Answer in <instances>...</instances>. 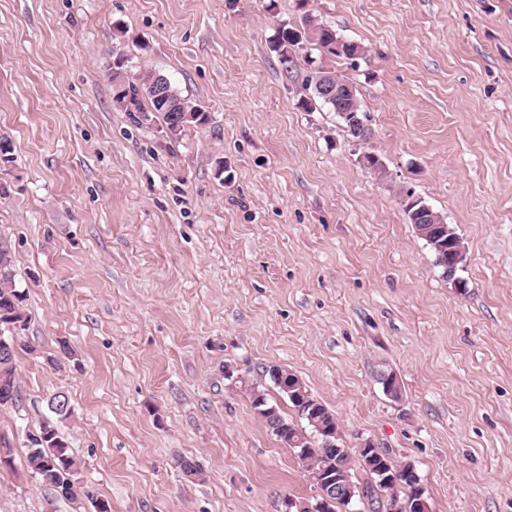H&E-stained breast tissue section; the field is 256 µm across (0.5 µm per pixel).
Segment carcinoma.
Masks as SVG:
<instances>
[{"mask_svg": "<svg viewBox=\"0 0 512 512\" xmlns=\"http://www.w3.org/2000/svg\"><path fill=\"white\" fill-rule=\"evenodd\" d=\"M314 26L319 38L312 41L307 38L305 25ZM340 36L334 29L318 22L311 16L306 15L299 24L284 22L280 24L271 40V47L280 59L284 68H289L292 59L289 55L298 50L305 49L309 45L315 46L321 52L344 59H350L357 54L365 52V48L360 44L346 40L341 46H336ZM124 57L115 58L112 61V94L113 97L124 101L127 106L124 111L130 112L132 120L136 124H141L137 118V113L147 114L149 122H158L167 125L170 122V112L165 104L156 101L149 93L148 86L152 77L157 75L155 71H149L136 80H127L124 77L126 66L123 64ZM318 76L330 77L343 83L349 82V79L339 75L336 71L317 66L308 71L303 83L307 96L301 98L300 106L306 110L310 109L312 102L316 101L329 108V110L338 113L343 112H362L363 106L359 92H354L352 100L345 107L336 105L334 101H327L318 96L314 91V79ZM166 89L170 95L171 101L178 107L188 112H198L201 117L192 122L195 127L203 126L208 122V115L201 113V109L191 105V103L182 97L180 93L172 86L171 82H166ZM459 238L454 227L446 225V228H435L431 231V239L426 241V245L432 250L436 266L442 270L445 278L448 274V252L438 248L440 244H447L448 239ZM27 292L17 288L14 273V261L10 242L0 236V327H11L15 330H22L26 326L27 315L25 301ZM7 354L0 356V405L13 404L20 398V385L17 376L16 355L17 350L25 349L29 352L34 351V347L22 341L20 336H6ZM298 387L294 389V395L288 398L291 407L297 413L299 419L304 425L299 426L288 421L282 414H277L275 419H268L265 424L268 429H273L280 425L288 427L287 433L277 434V438L284 444H289L292 437L304 440L307 445L308 454L302 458L306 467L312 464L331 465L334 475L340 479L344 488L353 490L352 498L364 496L370 502L369 512H376V504L380 503V493H386L389 500H394V496L387 492V488L379 484V477L371 474L374 485L364 490L354 481V472L360 467V458L349 451L333 452L331 448L323 447L321 435L315 429L311 420H316L321 425L328 428H335L337 419L326 406L315 399L308 392L304 384L299 382L296 375H291ZM238 386L245 388L250 395L251 408L253 410L267 409L273 407L270 403L268 394L250 386L246 377L238 379ZM48 410L50 416L41 424L38 435L31 437V448L28 449L26 461L27 467L33 477L41 483L57 488L58 479L61 471H66L68 477H73L77 466V460L70 453L69 446L65 439L60 435L58 422L67 419L71 414V407L67 395L60 393L48 401Z\"/></svg>", "mask_w": 512, "mask_h": 512, "instance_id": "1", "label": "carcinoma"}]
</instances>
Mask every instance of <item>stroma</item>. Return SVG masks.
<instances>
[{"label": "stroma", "instance_id": "stroma-1", "mask_svg": "<svg viewBox=\"0 0 512 512\" xmlns=\"http://www.w3.org/2000/svg\"><path fill=\"white\" fill-rule=\"evenodd\" d=\"M305 12L366 49L328 61L358 88L366 141L300 108L302 53L286 69L270 49ZM117 55L208 123L176 140L135 125L113 100ZM0 137V233L36 348L0 407V512L314 500L225 374L298 422L272 365L335 414L345 447L370 438L414 464L431 512H512V0H0ZM403 187L464 241L463 287L409 224ZM62 340L72 355L54 371ZM58 392L71 500L26 466Z\"/></svg>", "mask_w": 512, "mask_h": 512}]
</instances>
